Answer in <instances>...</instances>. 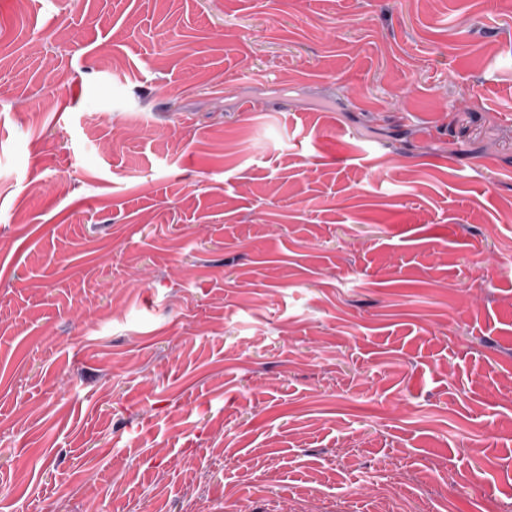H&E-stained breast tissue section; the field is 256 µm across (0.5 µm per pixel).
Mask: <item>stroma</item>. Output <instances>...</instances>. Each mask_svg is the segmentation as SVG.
<instances>
[{
    "instance_id": "1",
    "label": "stroma",
    "mask_w": 512,
    "mask_h": 512,
    "mask_svg": "<svg viewBox=\"0 0 512 512\" xmlns=\"http://www.w3.org/2000/svg\"><path fill=\"white\" fill-rule=\"evenodd\" d=\"M316 488L512 512V0H0V512Z\"/></svg>"
}]
</instances>
